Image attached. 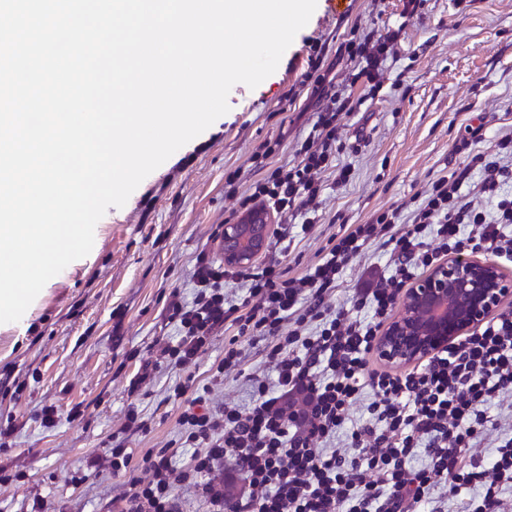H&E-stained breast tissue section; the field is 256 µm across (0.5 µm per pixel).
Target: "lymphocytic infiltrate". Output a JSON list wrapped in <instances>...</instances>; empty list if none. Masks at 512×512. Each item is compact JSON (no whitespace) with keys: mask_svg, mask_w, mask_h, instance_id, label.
<instances>
[{"mask_svg":"<svg viewBox=\"0 0 512 512\" xmlns=\"http://www.w3.org/2000/svg\"><path fill=\"white\" fill-rule=\"evenodd\" d=\"M401 34V28L388 29L369 48L349 42L359 76L380 83ZM350 97L344 87L328 94L299 161L258 182L254 198L284 215L315 202L321 189L316 176L336 157ZM475 172L481 181L471 201L462 187ZM509 183L512 135L502 137L495 152L468 154L439 176L412 223L398 224L383 213L353 225L332 236L318 261L299 275H289L279 260L233 271L200 258L192 300L175 291L167 305L175 340L150 350L128 391L137 393L162 365L189 369L213 337L230 328L234 334L215 374L244 378L251 401L213 407L208 387L177 384L175 398L195 393L179 418L186 444L196 449L189 466H173V450L159 448L144 458L149 479L133 477L130 455L119 443L89 462L129 475L131 493L120 512H182L177 490L184 485L212 512H443L434 499L439 486L455 493L476 489L465 512H507L501 493L512 488V436L498 441L491 459L472 450L487 429L488 407L512 395V314L491 317L406 372L372 370L368 362L399 292L419 272L451 255L480 253L512 262V193L503 190ZM485 198L491 208L482 206ZM372 241L386 249L390 270L355 292V307L371 312L369 320H357L333 309L331 301L342 273ZM230 281L242 286L234 300L224 294ZM257 344L267 368L246 370L245 348ZM367 387L374 393L368 418L349 425L350 409ZM339 436L340 447L334 444ZM420 452L427 466L410 468V458ZM228 469L244 480L229 505Z\"/></svg>","mask_w":512,"mask_h":512,"instance_id":"obj_1","label":"lymphocytic infiltrate"}]
</instances>
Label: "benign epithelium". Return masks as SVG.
<instances>
[{
    "mask_svg": "<svg viewBox=\"0 0 512 512\" xmlns=\"http://www.w3.org/2000/svg\"><path fill=\"white\" fill-rule=\"evenodd\" d=\"M272 227L273 216L264 207L224 225V266L240 270L251 266L265 251ZM511 296L512 279L505 278L494 263L444 259L406 289L372 355L389 367L416 366L483 323Z\"/></svg>",
    "mask_w": 512,
    "mask_h": 512,
    "instance_id": "1",
    "label": "benign epithelium"
}]
</instances>
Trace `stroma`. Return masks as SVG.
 Listing matches in <instances>:
<instances>
[{
  "instance_id": "stroma-1",
  "label": "stroma",
  "mask_w": 512,
  "mask_h": 512,
  "mask_svg": "<svg viewBox=\"0 0 512 512\" xmlns=\"http://www.w3.org/2000/svg\"><path fill=\"white\" fill-rule=\"evenodd\" d=\"M405 0H352L334 13L317 0L309 22L295 36L276 71L256 88L234 85L230 110L149 174L120 208H109L84 258L51 278L19 321L0 325V422L14 433L0 449V466L14 479L0 485V512H28L33 498L65 512H113L130 490L127 477L102 471L85 483L69 481L90 458L112 445L125 419L129 378L155 340L172 337L166 305L172 291L193 297L192 271L199 253L220 259L224 227L243 211L264 171L294 161L324 101L318 86H338L356 66L343 47L388 27L405 30L385 63L382 83L354 88V112L343 116L346 148L336 156L349 167L348 183L334 169L321 173L322 192L307 233L289 226V258L302 272L344 224H366L382 213L408 221L436 178L461 162L458 150L468 125H482L472 150L490 149L512 131V0H423L417 16L402 21ZM271 156L257 161L265 145ZM235 184H228L230 173ZM390 259L376 244L345 272L337 306H350L370 271H388ZM227 334H218L192 372L209 385L215 402L250 401L243 379L214 378ZM185 375L162 369L135 402L151 423L148 433H128L131 468L143 475L148 449L171 446L176 466L188 465L178 419L181 401L170 389ZM54 406L56 427L37 414ZM81 415L70 419L72 408Z\"/></svg>"
}]
</instances>
